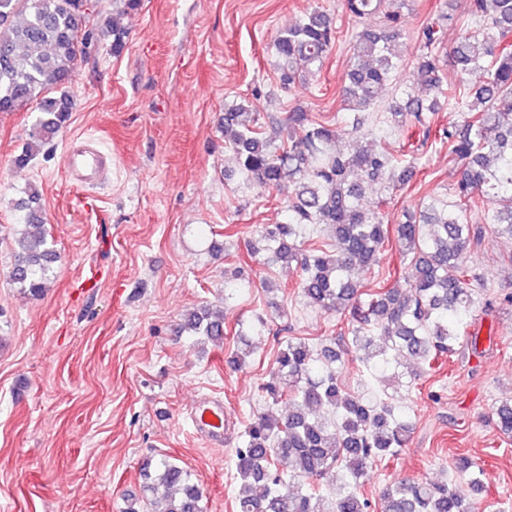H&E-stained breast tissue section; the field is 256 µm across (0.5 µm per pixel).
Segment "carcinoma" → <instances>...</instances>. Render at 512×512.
Here are the masks:
<instances>
[{
  "mask_svg": "<svg viewBox=\"0 0 512 512\" xmlns=\"http://www.w3.org/2000/svg\"><path fill=\"white\" fill-rule=\"evenodd\" d=\"M388 5L389 0H343L356 22L374 17L379 23L362 26L355 35L342 125L315 121L296 108L288 113L286 139L277 144L249 101L227 108L222 118L224 144L246 184L269 189L287 179L296 186L287 223L262 226V248L253 246L251 253L264 251L276 262L295 265L297 288L307 302L323 311L348 308L352 324L346 342L314 347L289 340L279 351L262 392L275 404L288 397V411L257 416L235 449L237 512H370L359 479L374 464L395 457L414 424L389 403L346 391L338 381L339 364L353 354L370 372L384 374L407 358L416 378L452 358L460 344L477 346L469 319L485 285L465 255L488 230L512 239V0H471L475 25L459 31L451 49L461 73H483L466 94L448 89V105L463 115L461 123L441 133L448 154L462 162L452 193L425 196L418 214L392 229L381 207L409 182L415 158H398L364 130L379 89L406 57L400 14ZM96 15L99 21L90 27L79 0H0V112L34 101L42 112L32 142L14 158L16 165L28 164L35 149L66 124L71 112L66 84L78 57L108 39L112 54L125 48L124 30L101 12ZM420 38L415 61L424 92L407 91L386 108L384 123L395 136L413 127L430 134L441 109L443 28L433 22ZM334 39L333 18L316 10L284 29L275 43L282 84L319 72ZM366 183L381 190L372 211L361 204ZM38 201L34 189L17 204L23 223L16 225L20 251L12 270L14 282L33 298L44 294L57 259ZM314 224L332 226V247L308 243ZM392 239L411 256L400 272L405 287L364 299L358 275L379 265ZM182 329L220 339L224 315L205 306ZM492 421L500 434L512 437V399L494 406ZM280 459L292 467L288 479L277 468ZM142 476L145 498L160 501L164 512H203L202 491L188 470L164 457L144 467ZM482 489L476 477L466 494L445 484L401 479L385 486L382 497L385 512H471L469 498Z\"/></svg>",
  "mask_w": 512,
  "mask_h": 512,
  "instance_id": "carcinoma-1",
  "label": "carcinoma"
}]
</instances>
